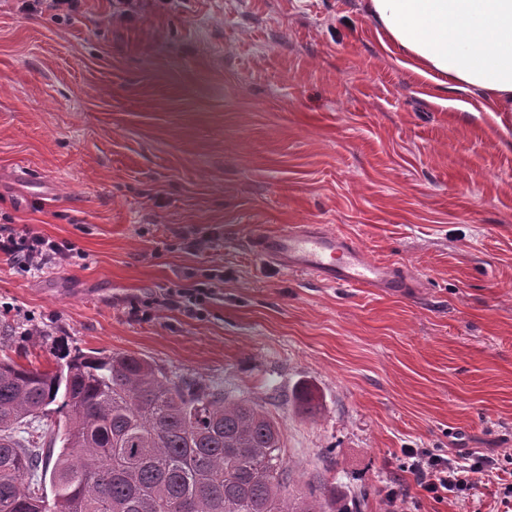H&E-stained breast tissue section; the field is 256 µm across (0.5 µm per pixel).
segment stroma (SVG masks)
<instances>
[{
  "instance_id": "stroma-1",
  "label": "stroma",
  "mask_w": 512,
  "mask_h": 512,
  "mask_svg": "<svg viewBox=\"0 0 512 512\" xmlns=\"http://www.w3.org/2000/svg\"><path fill=\"white\" fill-rule=\"evenodd\" d=\"M112 12L0 0V226L74 249L39 272L0 257V358L119 352L250 398L283 427L292 486L359 512L389 486L403 512H512L498 479L438 500L399 461L512 455V112L437 100L361 0ZM290 224L418 286L260 259L253 238Z\"/></svg>"
}]
</instances>
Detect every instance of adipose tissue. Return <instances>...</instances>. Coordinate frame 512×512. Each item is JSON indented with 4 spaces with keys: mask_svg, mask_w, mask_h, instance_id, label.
<instances>
[{
    "mask_svg": "<svg viewBox=\"0 0 512 512\" xmlns=\"http://www.w3.org/2000/svg\"><path fill=\"white\" fill-rule=\"evenodd\" d=\"M382 46L446 93L512 112V0H364Z\"/></svg>",
    "mask_w": 512,
    "mask_h": 512,
    "instance_id": "1",
    "label": "adipose tissue"
}]
</instances>
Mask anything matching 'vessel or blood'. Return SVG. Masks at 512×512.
Masks as SVG:
<instances>
[{"label": "vessel or blood", "mask_w": 512, "mask_h": 512, "mask_svg": "<svg viewBox=\"0 0 512 512\" xmlns=\"http://www.w3.org/2000/svg\"><path fill=\"white\" fill-rule=\"evenodd\" d=\"M254 244L264 261L332 286L391 293L414 285L402 266L369 259L355 238L328 231L321 224H291L257 236Z\"/></svg>", "instance_id": "vessel-or-blood-1"}]
</instances>
